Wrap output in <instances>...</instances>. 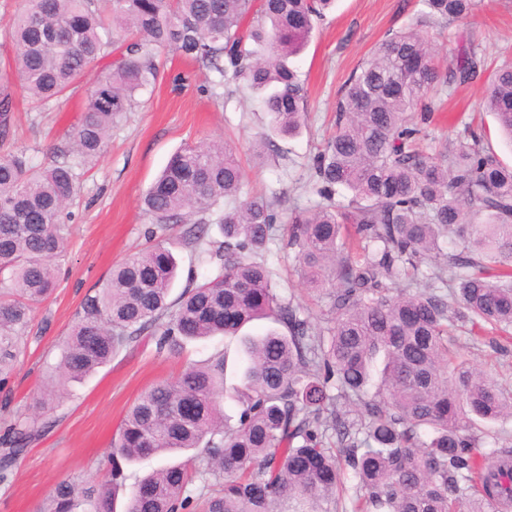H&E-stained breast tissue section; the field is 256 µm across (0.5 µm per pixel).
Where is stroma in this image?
Wrapping results in <instances>:
<instances>
[{
    "label": "stroma",
    "mask_w": 512,
    "mask_h": 512,
    "mask_svg": "<svg viewBox=\"0 0 512 512\" xmlns=\"http://www.w3.org/2000/svg\"><path fill=\"white\" fill-rule=\"evenodd\" d=\"M422 10L421 0H336L292 60L308 95L305 125L294 137L271 135L270 117L252 91L241 88L213 97L211 74L176 53H159L156 82L137 94L132 112L113 127L105 152L75 171L79 194L71 207L68 248L57 262L54 292L36 309L27 352L12 383V410L31 412L85 296L94 293L113 266L148 247L150 223L141 198L173 153L187 143L226 141L240 161L243 196L262 197L282 215L312 207L318 196L311 159L333 132L339 89L387 31L416 24ZM456 33L472 38L488 67H496L505 48L512 46V0H477L468 24ZM110 65V59L101 60L66 97L45 110L16 97L13 136L8 146L0 145V155L23 149L33 165L51 163L55 149L66 145L68 130L79 121L89 89ZM488 83L484 75L450 89L426 128L428 141L436 146L462 137L465 126L478 119L489 147L512 165V143L499 134L493 113L483 106ZM262 134L271 135L273 149L256 151L255 139ZM264 259L284 295L316 310L327 307V298L305 289L283 240L271 243ZM218 352L227 361L225 388L239 385L241 344L221 336L188 343L177 356L157 354L153 340L144 336L82 382L71 384L38 440L0 483V512H38L65 479L100 480L112 439L136 398L151 385L177 377L187 363H205Z\"/></svg>",
    "instance_id": "stroma-1"
}]
</instances>
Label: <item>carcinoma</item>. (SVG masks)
<instances>
[{
  "instance_id": "1",
  "label": "carcinoma",
  "mask_w": 512,
  "mask_h": 512,
  "mask_svg": "<svg viewBox=\"0 0 512 512\" xmlns=\"http://www.w3.org/2000/svg\"><path fill=\"white\" fill-rule=\"evenodd\" d=\"M334 0H23L7 23L12 72L0 77V139L16 91L43 106L112 55L81 118L42 168L22 150L0 156V392L26 354L35 310L55 288L52 259L66 252L77 194L74 168L99 157L112 126L173 48L263 96L278 131L295 135L307 100L289 59ZM422 19L467 22L475 0H421ZM485 60L465 43L443 69L415 29L389 32L341 87L336 131L314 157L321 202L286 215V247L304 285L329 299V316L282 293L262 253L278 215L241 198L243 172L221 141L174 153L143 198L144 213L180 242L209 239L212 209L224 241L207 249L217 273L169 300L178 263L166 238L113 268L76 312L54 373L0 442V482L39 436L58 389L80 382L143 335L176 355L187 341L243 337L246 365L224 418V354L145 390L125 414L98 483L60 482L39 512H113L125 466L182 453L139 479L124 512H492L512 503L509 433L479 425L512 420V396L472 367L455 331L507 352L512 337V165L470 129L452 148L422 146L421 122L439 91L468 84ZM487 109L512 137V66L489 80ZM346 202L336 200L340 192ZM451 236L454 252L445 251Z\"/></svg>"
}]
</instances>
